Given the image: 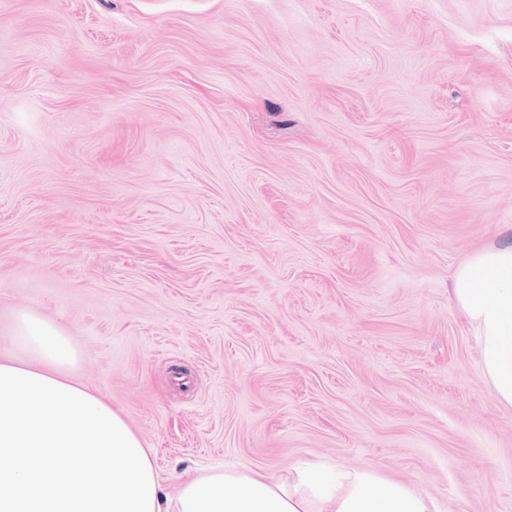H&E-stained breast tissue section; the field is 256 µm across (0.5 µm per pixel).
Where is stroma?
<instances>
[{
	"label": "stroma",
	"mask_w": 512,
	"mask_h": 512,
	"mask_svg": "<svg viewBox=\"0 0 512 512\" xmlns=\"http://www.w3.org/2000/svg\"><path fill=\"white\" fill-rule=\"evenodd\" d=\"M512 239V0H0L19 310L155 452L512 512L452 271Z\"/></svg>",
	"instance_id": "1"
}]
</instances>
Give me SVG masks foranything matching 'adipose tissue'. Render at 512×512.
Masks as SVG:
<instances>
[{
  "label": "adipose tissue",
  "instance_id": "ef3b65f1",
  "mask_svg": "<svg viewBox=\"0 0 512 512\" xmlns=\"http://www.w3.org/2000/svg\"><path fill=\"white\" fill-rule=\"evenodd\" d=\"M453 304L479 338V365L512 406V242L451 274ZM21 357L0 355V512H439L436 501L375 470L303 463L284 473L215 465L164 493L150 449L105 397L78 382L58 325L15 319Z\"/></svg>",
  "mask_w": 512,
  "mask_h": 512
}]
</instances>
